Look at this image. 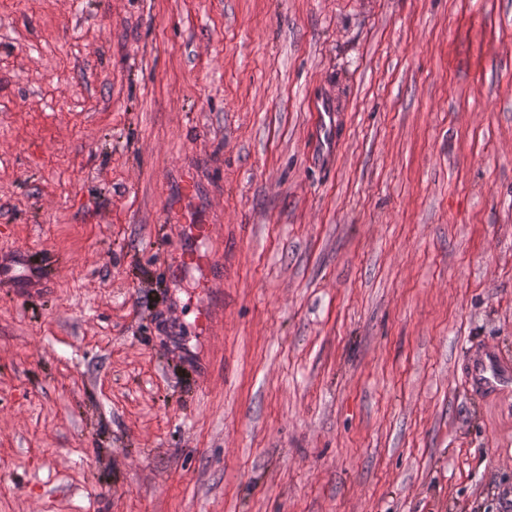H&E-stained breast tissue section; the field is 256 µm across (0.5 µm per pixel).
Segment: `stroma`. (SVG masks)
I'll use <instances>...</instances> for the list:
<instances>
[{
	"mask_svg": "<svg viewBox=\"0 0 512 512\" xmlns=\"http://www.w3.org/2000/svg\"><path fill=\"white\" fill-rule=\"evenodd\" d=\"M2 261L0 512H512V0H0ZM467 378L471 385L481 388H489L498 382V374L492 363L476 358L473 361Z\"/></svg>",
	"mask_w": 512,
	"mask_h": 512,
	"instance_id": "1",
	"label": "stroma"
}]
</instances>
